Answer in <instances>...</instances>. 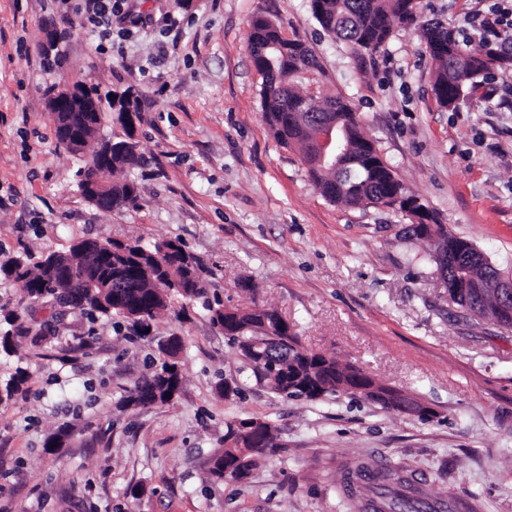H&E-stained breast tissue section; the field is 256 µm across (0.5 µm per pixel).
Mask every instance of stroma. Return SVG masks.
Returning a JSON list of instances; mask_svg holds the SVG:
<instances>
[{
    "label": "stroma",
    "mask_w": 512,
    "mask_h": 512,
    "mask_svg": "<svg viewBox=\"0 0 512 512\" xmlns=\"http://www.w3.org/2000/svg\"><path fill=\"white\" fill-rule=\"evenodd\" d=\"M490 0H419L422 20L466 26ZM266 16L303 40L319 69L292 86L342 95L398 179L450 234L512 274V67L456 109L433 95L417 26L359 53L328 35L310 0H125L112 48L52 0H0V261L67 250L77 238H177L226 307L276 309L302 346L431 404V418L341 395L287 399L245 370L200 303L175 302L148 329L52 317L0 280L17 316L0 353V512H366L349 471L397 466L425 492L512 512V329L459 309L409 216L324 198L297 147L266 122L248 49ZM57 65H42L46 29ZM134 88L136 206L105 210L77 189L79 156L56 136L59 85ZM182 388L169 404L122 409L172 338ZM25 380L13 396L5 385ZM241 389L230 397L218 383ZM258 418L280 448L242 482H211L228 422ZM63 434L58 451L48 439Z\"/></svg>",
    "instance_id": "obj_1"
}]
</instances>
